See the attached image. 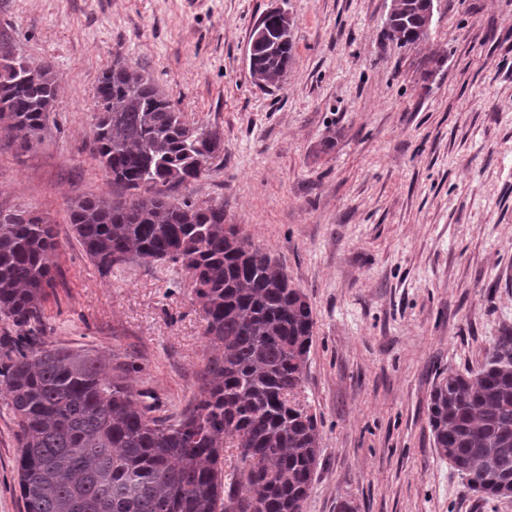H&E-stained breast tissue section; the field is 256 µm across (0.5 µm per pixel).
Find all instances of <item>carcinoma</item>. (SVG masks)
<instances>
[{"label":"carcinoma","mask_w":512,"mask_h":512,"mask_svg":"<svg viewBox=\"0 0 512 512\" xmlns=\"http://www.w3.org/2000/svg\"><path fill=\"white\" fill-rule=\"evenodd\" d=\"M418 0H401L386 27L403 46L418 30ZM292 40L257 47L252 66L278 86ZM0 61V116L28 144L56 111L59 75L43 63ZM95 97L92 154L121 194L78 200L76 241L107 274L133 259L179 263L202 299L211 355L192 410L141 404L102 358L44 341L43 301L57 249L52 225L0 215V317L21 336H0V385L13 413L24 512H302L318 464V420L298 400L313 342L306 294L283 264L231 226L224 206L171 200L220 158L218 130L186 120L145 71L119 61ZM428 422L434 448L486 499L512 496V330L463 372L439 373ZM240 466L224 472V444Z\"/></svg>","instance_id":"carcinoma-1"}]
</instances>
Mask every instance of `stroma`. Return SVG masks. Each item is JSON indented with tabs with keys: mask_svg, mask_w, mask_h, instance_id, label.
<instances>
[{
	"mask_svg": "<svg viewBox=\"0 0 512 512\" xmlns=\"http://www.w3.org/2000/svg\"><path fill=\"white\" fill-rule=\"evenodd\" d=\"M294 20L279 87L255 85L253 24ZM390 0H0V43L60 77L41 141L0 133V209L47 217L59 247L45 338L102 357L147 404L199 392L205 323L191 275L130 262L101 273L75 240V200L108 198L92 156L95 88L145 69L224 151L176 199L285 266L313 343L299 395L320 456L303 512H512L442 459L427 404L439 371L476 366L512 329V0H436L425 41L383 32ZM440 66H431L432 57ZM17 426L0 390V512H24Z\"/></svg>",
	"mask_w": 512,
	"mask_h": 512,
	"instance_id": "1",
	"label": "stroma"
}]
</instances>
